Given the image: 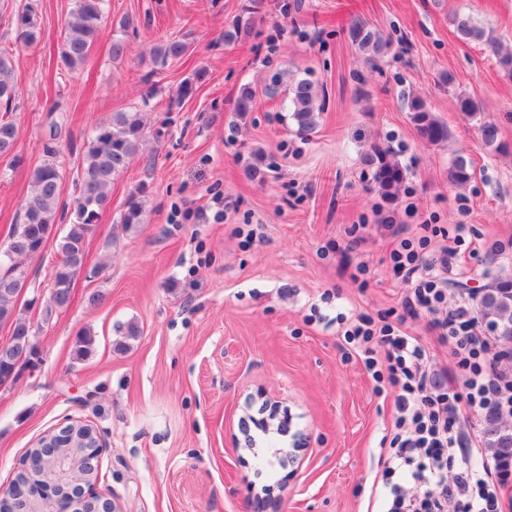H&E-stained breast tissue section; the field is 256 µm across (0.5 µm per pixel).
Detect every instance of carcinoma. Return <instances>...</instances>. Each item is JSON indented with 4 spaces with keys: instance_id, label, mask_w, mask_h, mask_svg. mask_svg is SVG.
Here are the masks:
<instances>
[{
    "instance_id": "cac0c4a2",
    "label": "carcinoma",
    "mask_w": 512,
    "mask_h": 512,
    "mask_svg": "<svg viewBox=\"0 0 512 512\" xmlns=\"http://www.w3.org/2000/svg\"><path fill=\"white\" fill-rule=\"evenodd\" d=\"M262 0H243L239 13L224 27V43L234 44L251 34L255 15ZM106 15V0H74V6L61 34L60 59L63 71L78 70L87 59L96 41ZM19 38L25 44L37 39V24L32 7H26L17 15ZM454 24L460 38L488 49L496 58L497 65L512 77V48L503 45L471 16L455 17ZM349 37L365 55V62L372 68L379 65L389 48V41L376 28L360 21L351 23ZM187 52V44L171 38L154 47L151 59L155 70H162L170 63L181 59ZM284 89L288 99V111L296 131L301 134L313 133L323 112V102L313 83L307 78L289 76L276 77L272 82L273 92ZM17 89L13 80L11 54L0 50V104L11 106L16 99ZM255 92L244 84L239 88L233 111L245 115L253 111ZM408 111L418 136L429 144L448 140V127L439 121L426 107L423 99L408 98ZM146 137V123L143 113L135 110L114 112L112 119L98 125L82 157L77 174V195L70 210V221L63 233L55 231L56 211L62 194L64 175L56 161V152L48 151V159L36 167L30 177L29 188L24 199L23 221L12 226L8 235L9 247L0 253V324H10L9 340L0 345V370L12 368L14 359L28 351L29 337L35 330L26 318L17 312L19 281L29 273L24 260L29 258L25 245H46L52 241L56 248V262L53 266L51 287L44 307V321H49L56 309L69 306L72 298L74 276L84 265L86 243L99 223L101 213L109 206L113 182L122 175L131 160L141 149ZM18 128L10 120H0V156H12V162H19L14 154ZM364 161L372 170L373 180L383 194L393 199L406 178V170L395 160L390 151L374 145L365 154ZM449 178L456 186L470 182L471 163L465 157L457 156L449 170ZM143 201L132 196L121 224L129 228L144 223ZM479 314L496 336L501 347L500 354L512 358V279L497 282L496 287L486 288L480 299ZM484 433L489 447L503 459H512V431L502 427L493 416L486 418Z\"/></svg>"
}]
</instances>
